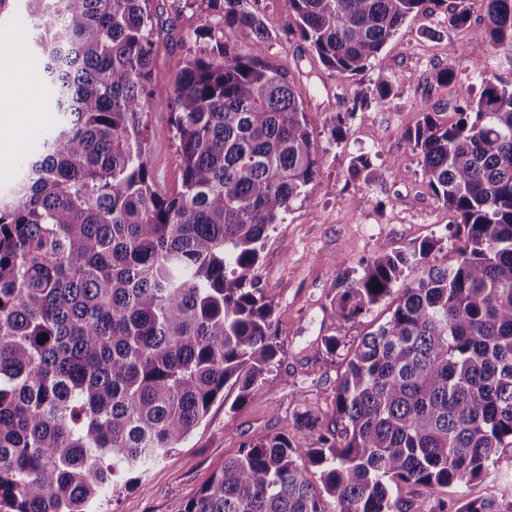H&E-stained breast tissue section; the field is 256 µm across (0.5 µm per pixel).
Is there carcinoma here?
<instances>
[{"label": "carcinoma", "instance_id": "1", "mask_svg": "<svg viewBox=\"0 0 512 512\" xmlns=\"http://www.w3.org/2000/svg\"><path fill=\"white\" fill-rule=\"evenodd\" d=\"M151 0H26L39 150L0 193V512H108L214 401H245L280 353L255 275L269 231L319 172L302 92L266 57L259 0H209L221 36L157 91ZM512 48V0H289L322 64L355 76L427 3ZM239 38L253 54L234 51ZM448 45L437 83L457 78ZM459 89L456 123L406 133L436 197L460 218L452 257L424 239L345 272L344 325L391 300L344 358L334 419L248 440L180 512H411L392 486L471 482L512 448V87ZM384 69L374 102H390ZM170 113L181 188L154 179L146 117ZM319 469L320 484L309 468ZM430 512H512L489 485Z\"/></svg>", "mask_w": 512, "mask_h": 512}]
</instances>
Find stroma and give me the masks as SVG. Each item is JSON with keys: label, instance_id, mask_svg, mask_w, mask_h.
<instances>
[{"label": "stroma", "instance_id": "stroma-1", "mask_svg": "<svg viewBox=\"0 0 512 512\" xmlns=\"http://www.w3.org/2000/svg\"><path fill=\"white\" fill-rule=\"evenodd\" d=\"M151 7L157 29L174 33L173 39L159 41L153 60L154 80L167 89L183 61L199 51L196 29L214 20L215 13L208 0H151ZM262 16L270 35L267 56L301 87L320 157L317 177L271 231L256 269L273 301L279 363L268 383L235 408L216 399L178 448L139 482L118 490L111 512H179L245 441L283 431L303 412L318 417L320 425L331 422L343 358L328 354L323 338L337 336L344 347L355 346L388 315L381 304L356 321L339 325L333 298L340 270L361 271L364 259L431 237L441 239L434 258L444 263L458 222L457 215L436 200L421 158L404 132L418 124L424 102L440 122L457 120L458 87L481 91V80L471 73L470 63L484 65L493 81L512 84V51L490 46L479 17L454 27L445 7L429 2L407 18L382 50L393 86L391 104L382 110L370 98L373 71L336 76L299 35L289 34L293 16L288 0H263ZM452 44L462 48L464 57L456 82L440 86L433 75L447 66ZM348 110L354 116L343 138L333 140L331 123ZM3 112L37 117L29 128H13L0 136V190L5 192L35 151L39 132L50 126L51 115L38 101L25 106L17 96L0 97ZM147 145L158 185L177 190L180 160L168 111L149 113ZM361 155L369 166L356 175L351 168Z\"/></svg>", "mask_w": 512, "mask_h": 512}]
</instances>
